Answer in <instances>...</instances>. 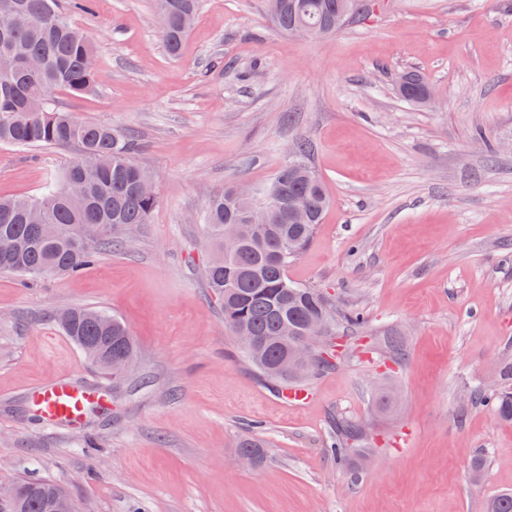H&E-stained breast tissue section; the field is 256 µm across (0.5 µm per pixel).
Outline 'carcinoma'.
<instances>
[{"mask_svg": "<svg viewBox=\"0 0 512 512\" xmlns=\"http://www.w3.org/2000/svg\"><path fill=\"white\" fill-rule=\"evenodd\" d=\"M10 2L18 18L0 28V143L22 147L73 146L78 158L35 197H0V271L34 279L62 278L90 265L104 252L124 243L123 232L149 222L158 196L138 191L146 172L131 154L133 139L121 137L104 123H87L51 106L55 91L80 96L92 91L94 53L90 33L72 22L71 14L93 12L92 0H71V8L59 0H0ZM346 2L348 17L359 10V0H281L271 13L275 25L288 32L318 26L325 34L336 32V9ZM161 18L160 34L172 55L179 53L193 25L199 0H154ZM408 88L400 95L424 104L427 83L417 74L404 76ZM311 150L308 142L295 146L297 160L286 164L273 178L268 191L278 201L265 198L238 201L229 189L213 194L205 207L203 223L214 252L224 250V232L234 229L240 237L236 253L219 264L205 267L206 283L224 310V326L248 330L254 345L240 346L243 356L266 380L279 387L329 372L340 355L352 352L354 337L339 334L330 296L288 278L291 250L302 252L322 222L329 197L322 181L304 165ZM299 201L310 212V222L293 224L287 204ZM255 223H245L246 216ZM59 321L65 335L78 347L97 345L100 355L92 361L110 371L108 357L116 352H135L126 325L104 311L71 308ZM321 319L326 330L317 340L318 351L299 372L286 369L294 348L304 339L308 322ZM384 358L400 366L407 359L404 336L397 332L382 345ZM499 384L468 388L461 412L477 406L492 409L502 420L512 421V362L498 369ZM376 405L384 410L397 395L387 385L376 390ZM367 433L355 420L340 415L333 423L328 451L336 464L364 457ZM239 453L263 460L260 441L245 438ZM34 480L17 482V512H45L42 494L30 489ZM484 512H512V491L485 501Z\"/></svg>", "mask_w": 512, "mask_h": 512, "instance_id": "1", "label": "carcinoma"}]
</instances>
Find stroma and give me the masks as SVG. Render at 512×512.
Wrapping results in <instances>:
<instances>
[{"label": "stroma", "mask_w": 512, "mask_h": 512, "mask_svg": "<svg viewBox=\"0 0 512 512\" xmlns=\"http://www.w3.org/2000/svg\"><path fill=\"white\" fill-rule=\"evenodd\" d=\"M364 4L306 38L280 31L266 0H200L175 57L153 0L74 15L93 38L94 89L52 104L133 137L159 203L75 275L0 272V491L50 480L79 512H483L512 489V421L458 416L463 387L512 359V0ZM407 71L427 80L429 107L397 93ZM301 141L331 205L288 276L365 323L292 404L224 327L202 213L224 187L262 193ZM76 157L0 144V196L39 194ZM73 307L127 325L134 371L90 365L54 320ZM392 330L408 350L395 370L376 356ZM390 372L399 399L382 414ZM55 378L98 389L104 407L75 428L38 419L28 394ZM339 414L369 437L355 474L327 452ZM250 431L265 444L258 466L239 461Z\"/></svg>", "instance_id": "stroma-1"}]
</instances>
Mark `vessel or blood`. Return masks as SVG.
I'll return each mask as SVG.
<instances>
[{"mask_svg":"<svg viewBox=\"0 0 512 512\" xmlns=\"http://www.w3.org/2000/svg\"><path fill=\"white\" fill-rule=\"evenodd\" d=\"M34 397L39 417L61 426L83 424L88 412L103 403L101 392L70 380L48 382L36 389Z\"/></svg>","mask_w":512,"mask_h":512,"instance_id":"1","label":"vessel or blood"}]
</instances>
